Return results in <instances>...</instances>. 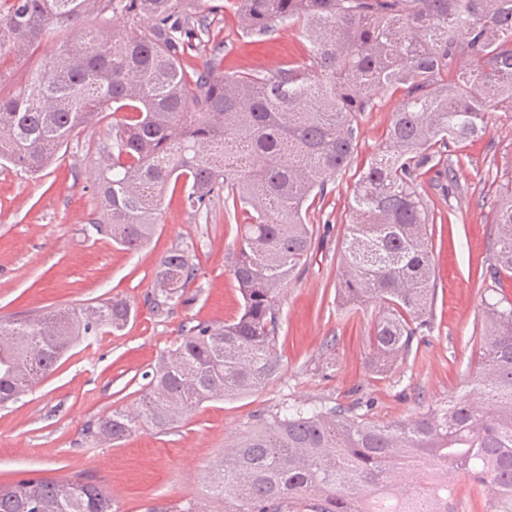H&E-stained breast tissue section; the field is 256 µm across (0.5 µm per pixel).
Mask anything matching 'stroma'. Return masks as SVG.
Here are the masks:
<instances>
[{
    "label": "stroma",
    "instance_id": "obj_1",
    "mask_svg": "<svg viewBox=\"0 0 512 512\" xmlns=\"http://www.w3.org/2000/svg\"><path fill=\"white\" fill-rule=\"evenodd\" d=\"M205 4L217 9L224 28L225 74L271 72L306 60L308 43L297 27L279 24L267 36L251 37L225 0ZM58 46L47 41L1 65L0 90L23 83ZM398 103V95L378 94L374 110L360 119L352 172L329 182L314 205L310 255L277 302L280 374L258 393L204 403L163 431L141 424L120 441L91 436L88 428L116 409L137 413L145 373L189 328L239 314L241 296L226 262L239 224L227 220L223 198L212 200L208 214H194L181 188L170 187L160 197V222L141 248L129 251L97 234L94 184L112 130L108 112L36 175L0 164V320L68 312L114 296L133 312L124 329L81 342L32 391L0 407V483L32 472L100 484L117 512H224L223 498L207 488L210 469L259 417L283 404L359 401L370 417L386 421L424 413L460 393L474 368V338L492 284L494 191L512 180V119L493 113L483 139L449 146L421 176L435 216L434 329L417 335L407 360L382 377L367 363V336L379 308H343L336 285L353 171L381 147ZM174 248L190 255L196 274L177 304L159 310L152 304L154 273Z\"/></svg>",
    "mask_w": 512,
    "mask_h": 512
}]
</instances>
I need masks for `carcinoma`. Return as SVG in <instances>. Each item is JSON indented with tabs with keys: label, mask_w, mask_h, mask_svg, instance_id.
<instances>
[{
	"label": "carcinoma",
	"mask_w": 512,
	"mask_h": 512,
	"mask_svg": "<svg viewBox=\"0 0 512 512\" xmlns=\"http://www.w3.org/2000/svg\"><path fill=\"white\" fill-rule=\"evenodd\" d=\"M242 29L302 30L310 63L270 74H224V38L201 0H0V65L92 17L120 14L63 42L16 89L0 91V160L43 170L62 147L112 113V163L100 170L96 230L128 250L160 221L158 196L181 183L185 204L206 212L224 194L228 219L246 215L228 254L243 304L222 325H197L145 375L140 412L164 429L217 399L256 393L282 369L277 299L305 264L312 198L351 166L359 116L380 91L402 93L383 147L357 173L337 293L374 301L381 314L368 360L386 375L433 328L434 266L421 192L423 170L453 143L512 115V0H228ZM471 59L476 68L456 71ZM491 279L512 275V181L495 190ZM194 276L188 253L159 261L154 307L178 302ZM173 287L166 288L164 284ZM470 388L415 419L377 422L351 407L292 403L224 452L210 478L224 512H448L451 471L466 475L484 507L512 512V299L489 289ZM130 305L114 298L68 314L0 322V404L16 401L80 341L118 331ZM135 417V418H137ZM135 418L115 410L98 433L121 440ZM444 468L428 493L403 473ZM0 512H113L101 486L23 477L0 485Z\"/></svg>",
	"instance_id": "carcinoma-1"
}]
</instances>
